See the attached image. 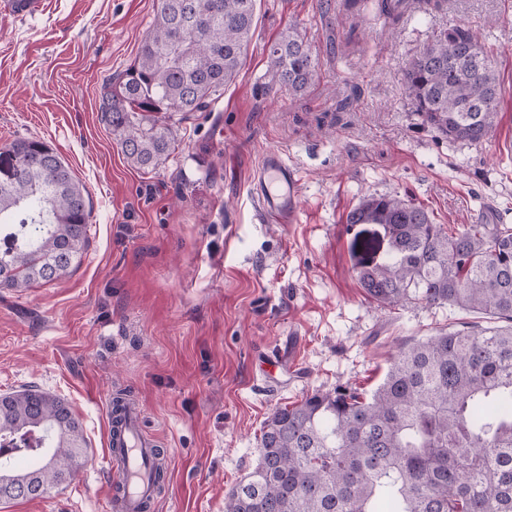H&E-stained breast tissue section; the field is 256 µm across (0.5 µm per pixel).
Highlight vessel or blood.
Masks as SVG:
<instances>
[{"label":"vessel or blood","mask_w":512,"mask_h":512,"mask_svg":"<svg viewBox=\"0 0 512 512\" xmlns=\"http://www.w3.org/2000/svg\"><path fill=\"white\" fill-rule=\"evenodd\" d=\"M300 179L294 168L276 153L267 154L259 186L261 209L266 218L293 223L299 210ZM106 408L109 434L113 439V483L122 490L118 512H142L146 501L156 494L149 458L157 441L141 428L142 409L133 401L108 396Z\"/></svg>","instance_id":"obj_1"}]
</instances>
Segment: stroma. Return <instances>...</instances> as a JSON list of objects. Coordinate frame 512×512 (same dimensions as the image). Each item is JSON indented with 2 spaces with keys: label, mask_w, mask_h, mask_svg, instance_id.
Wrapping results in <instances>:
<instances>
[{
  "label": "stroma",
  "mask_w": 512,
  "mask_h": 512,
  "mask_svg": "<svg viewBox=\"0 0 512 512\" xmlns=\"http://www.w3.org/2000/svg\"><path fill=\"white\" fill-rule=\"evenodd\" d=\"M397 21L376 0H257L233 83L169 119L158 168L125 159L101 118L103 87L135 60L158 0H45L33 17L0 0V149L49 144L86 188L89 245L63 280L0 286V395L67 400L87 457L43 498L0 512H106L112 487L105 398L144 409L164 451L149 512H224L257 461L276 407L315 390H371L398 348L489 316L412 302L384 307L357 280L387 248L381 225L347 223L369 196L397 195L451 229L485 214L512 225V0H422ZM298 25L318 62L304 94L264 93L267 48ZM466 24L493 54L502 99L490 136L451 142L403 83L442 28ZM299 174L296 223L254 195L268 152Z\"/></svg>",
  "instance_id": "stroma-1"
}]
</instances>
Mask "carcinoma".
I'll return each mask as SVG.
<instances>
[{
  "label": "carcinoma",
  "mask_w": 512,
  "mask_h": 512,
  "mask_svg": "<svg viewBox=\"0 0 512 512\" xmlns=\"http://www.w3.org/2000/svg\"><path fill=\"white\" fill-rule=\"evenodd\" d=\"M256 0H159L134 62L104 86L99 109L127 160L154 170L176 143L164 112H199L244 66ZM265 91L300 95L317 62L294 26L270 45ZM408 97L425 123L476 144L492 132L501 87L469 26L441 29L407 62ZM0 181V285L27 288L75 268L88 244V194L45 143ZM349 224H379L388 250L361 265L375 302L448 305L500 325L440 332L400 349L369 393L338 386L276 408L258 462L225 494L224 512H512V226L451 230L398 196H370ZM0 501L66 483L87 444L71 405L29 388L0 396ZM13 459L28 461L17 470Z\"/></svg>",
  "instance_id": "obj_1"
}]
</instances>
